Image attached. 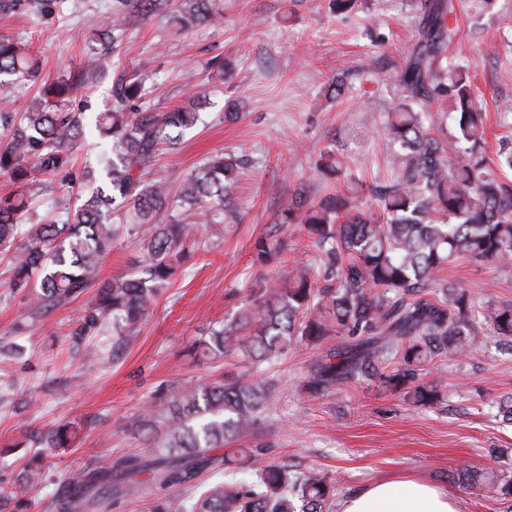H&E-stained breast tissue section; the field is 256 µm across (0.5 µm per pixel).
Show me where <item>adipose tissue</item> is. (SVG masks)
<instances>
[{
  "label": "adipose tissue",
  "mask_w": 512,
  "mask_h": 512,
  "mask_svg": "<svg viewBox=\"0 0 512 512\" xmlns=\"http://www.w3.org/2000/svg\"><path fill=\"white\" fill-rule=\"evenodd\" d=\"M341 512H459L456 499L424 481L395 476L367 485L346 499Z\"/></svg>",
  "instance_id": "obj_1"
}]
</instances>
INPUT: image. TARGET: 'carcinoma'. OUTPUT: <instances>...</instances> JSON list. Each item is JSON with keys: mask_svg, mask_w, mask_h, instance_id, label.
<instances>
[{"mask_svg": "<svg viewBox=\"0 0 512 512\" xmlns=\"http://www.w3.org/2000/svg\"><path fill=\"white\" fill-rule=\"evenodd\" d=\"M418 11L419 38L392 75L401 94L384 113L390 178L370 190L374 203L363 206L362 189L349 184L318 199L294 190L253 243L252 264L270 266L297 224L320 253L318 263L281 270L273 284L256 280L237 315L192 344L197 360L214 365L233 356L241 370L153 401L126 424L151 442V452L70 473L48 512H110L113 502L156 489L164 495L155 497L152 512H331L335 481L320 470L298 478L286 466L255 465L249 481H201L209 471L259 457V445L227 452L256 433L274 400V385L252 379L254 368L296 345L320 346L336 336L342 343L308 367L305 393L323 396L343 381L370 377L430 406L441 400L442 381L424 380L425 365L465 354L484 328L512 338V301L477 304L468 289L442 278L458 259L512 267V133L488 151L487 114L477 107L472 75L448 68L453 0H419ZM152 16L186 30L224 23V8L220 0H112L111 22L97 31L95 72H108L127 32ZM39 69L26 43L0 35V176L16 184L70 174L85 136L84 113L70 100L73 86L88 78L82 72L44 87L21 117L9 110L12 85L37 78ZM347 77L345 69L330 77L325 98H341ZM143 98L138 76L113 81L112 100L96 116L112 156L100 175L82 173L88 189L68 204L63 223L27 224L24 196H0V253L10 258V288L23 293L32 320L91 293L69 337L92 365L101 360L94 337L110 328L112 351L130 345L184 262L209 252L224 226L242 220L233 196L240 157L209 156L174 192L153 172L160 148L178 145L197 124L201 101L162 110L143 106ZM316 168L337 180L342 162L326 147ZM122 207L128 223H112ZM195 210L206 216L202 233L184 223ZM125 238L143 259L127 274L99 279L103 260ZM390 359L395 367L386 373L380 365ZM76 434L62 424L31 442L66 449ZM462 473L469 489H487L512 510V472ZM45 480L37 453L12 487L0 490V512Z\"/></svg>", "mask_w": 512, "mask_h": 512, "instance_id": "1", "label": "carcinoma"}]
</instances>
